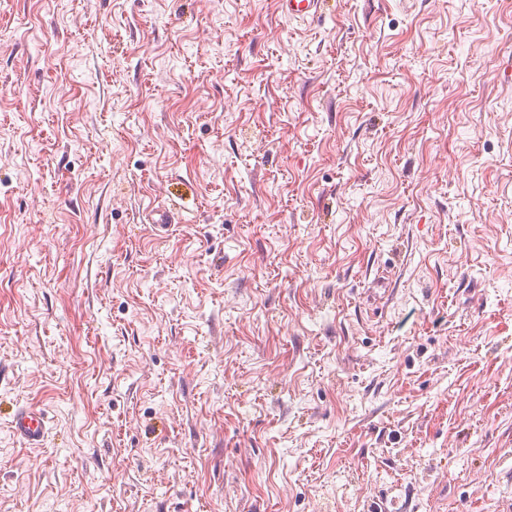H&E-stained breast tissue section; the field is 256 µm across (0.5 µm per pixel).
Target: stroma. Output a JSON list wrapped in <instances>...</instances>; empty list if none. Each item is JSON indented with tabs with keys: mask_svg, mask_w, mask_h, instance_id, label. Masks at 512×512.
Returning a JSON list of instances; mask_svg holds the SVG:
<instances>
[{
	"mask_svg": "<svg viewBox=\"0 0 512 512\" xmlns=\"http://www.w3.org/2000/svg\"><path fill=\"white\" fill-rule=\"evenodd\" d=\"M387 501L512 512V0H0V512ZM285 15L292 18H305L321 11L322 0H280ZM11 427L14 434L31 447L40 446L46 435L44 414L31 408L17 410L13 415Z\"/></svg>",
	"mask_w": 512,
	"mask_h": 512,
	"instance_id": "1",
	"label": "stroma"
}]
</instances>
